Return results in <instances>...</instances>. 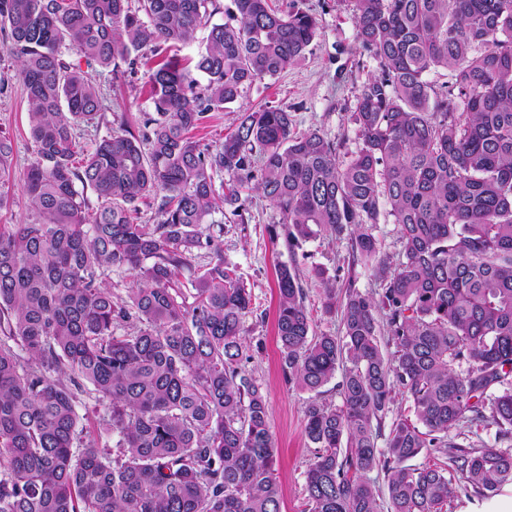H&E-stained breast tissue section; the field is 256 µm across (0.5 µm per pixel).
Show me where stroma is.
<instances>
[{
  "mask_svg": "<svg viewBox=\"0 0 512 512\" xmlns=\"http://www.w3.org/2000/svg\"><path fill=\"white\" fill-rule=\"evenodd\" d=\"M282 11L302 10L314 16L318 35L304 58L275 77L256 82L230 109L211 113L194 135L201 143L214 146L224 140L239 112L263 104L287 108L295 116L296 132L319 130L333 141L340 160L355 153L360 140L352 120L360 86L377 72V63L361 55L356 41L351 0H274ZM64 58L76 64L102 93V117L97 125L78 126L77 140L84 149L118 130L120 125L139 129L144 112L150 111L147 71L158 62L144 56L135 74L113 82L111 73L87 64L76 50L67 49ZM0 135L9 138L13 159L0 172V195L7 205L0 209V226L27 224L35 219L23 194L28 168L36 160L29 133V105L17 61L7 51L0 33ZM221 249L225 262L236 266L244 285L253 295V309L244 319L246 365L261 385L269 405V424L274 443V475L281 491L282 512H309L304 492V473L314 458L306 439L303 411L309 395L290 385L282 367L276 334L278 306L277 272L280 266L294 268L305 293V306L315 333L340 334L339 314L325 310V293L312 275L322 268L336 289L354 283L362 293L380 291L371 270L351 266L347 236L322 234L287 246L281 216L275 206L258 192H242L238 201L225 205Z\"/></svg>",
  "mask_w": 512,
  "mask_h": 512,
  "instance_id": "35a3bbf8",
  "label": "stroma"
}]
</instances>
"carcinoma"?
<instances>
[{
    "label": "carcinoma",
    "instance_id": "carcinoma-1",
    "mask_svg": "<svg viewBox=\"0 0 512 512\" xmlns=\"http://www.w3.org/2000/svg\"><path fill=\"white\" fill-rule=\"evenodd\" d=\"M232 2L233 25L212 22L215 0H0L30 107L37 160L24 192L39 217L0 231V512H281L267 399L245 369L252 295L213 220L216 200L232 205L244 188L278 209L288 246L347 232L352 264L380 281L375 299L348 280L341 335L316 336L297 274L277 273L288 382L312 394L310 512H379L374 470L390 512H448L459 489L488 498L512 484L511 445L450 436L480 423L512 440V0H353L378 74L356 97L361 145L347 161L268 104L241 113L215 149L195 138L317 35L307 13ZM202 26L190 61L148 75L140 130L123 124L83 149L74 128L99 123L100 91L62 48L119 80L144 50L185 46ZM440 71L450 80L438 86L428 75ZM88 190L102 202L91 222ZM151 196L161 221L139 224ZM384 206L394 265L366 228ZM203 252L217 260L187 295L179 276ZM113 269L135 273L124 297L100 280ZM344 363L341 404L328 403L321 388ZM399 393L416 422L393 421L380 448ZM84 395L104 407L115 452L79 426ZM425 449L448 466L410 465Z\"/></svg>",
    "mask_w": 512,
    "mask_h": 512
}]
</instances>
